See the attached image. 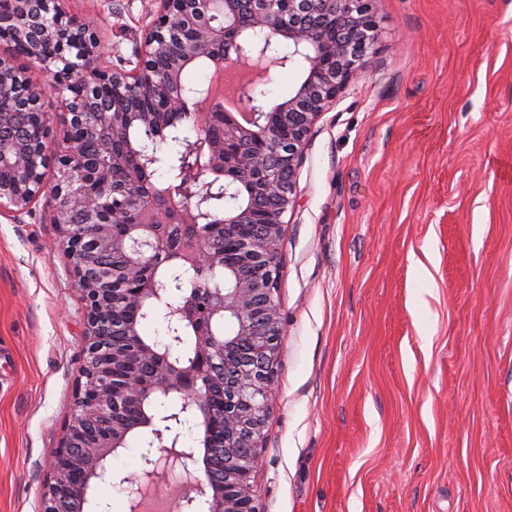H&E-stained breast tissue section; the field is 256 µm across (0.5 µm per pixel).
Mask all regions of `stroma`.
Wrapping results in <instances>:
<instances>
[{
    "mask_svg": "<svg viewBox=\"0 0 512 512\" xmlns=\"http://www.w3.org/2000/svg\"><path fill=\"white\" fill-rule=\"evenodd\" d=\"M131 59L153 0H64ZM284 217L263 512H512V0H372ZM49 196L0 218V512H36L82 363Z\"/></svg>",
    "mask_w": 512,
    "mask_h": 512,
    "instance_id": "stroma-1",
    "label": "stroma"
}]
</instances>
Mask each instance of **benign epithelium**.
I'll return each mask as SVG.
<instances>
[{
	"label": "benign epithelium",
	"instance_id": "7a95c632",
	"mask_svg": "<svg viewBox=\"0 0 512 512\" xmlns=\"http://www.w3.org/2000/svg\"><path fill=\"white\" fill-rule=\"evenodd\" d=\"M134 59L119 68L100 64L104 44L88 16L65 11L62 0H0V158L11 168L0 181V217L30 212L50 192L59 246L83 302L84 362L37 512H88L91 488L114 475L107 459L148 433L143 468L119 485L135 504L159 472L196 483L177 497L178 512H261L253 475L280 359L282 322L275 298L284 216L296 204L295 181L307 137L339 94L358 81L377 41L370 0H155ZM293 46L279 54L282 42ZM25 59L49 76L62 108L63 150L49 154L48 127L6 126L18 112L44 111L45 87L34 84ZM253 62L265 69L301 64L303 79L283 103L267 110L241 85L244 119L212 105L195 114L207 129L224 122V137L175 158L185 177L175 207L145 188L135 167L140 150L112 135L161 129L186 100L183 72L207 62ZM55 183L47 187L49 168ZM257 172L262 191L248 205L222 207L212 225L204 212L228 195L221 180ZM122 233H114L115 225ZM236 241L224 262L219 235ZM166 259L185 274L224 270L225 288L199 280L162 286L153 262ZM117 305L166 308V334L146 341L136 321L117 322ZM193 331L191 353L173 355ZM191 421L199 447L180 446Z\"/></svg>",
	"mask_w": 512,
	"mask_h": 512
}]
</instances>
